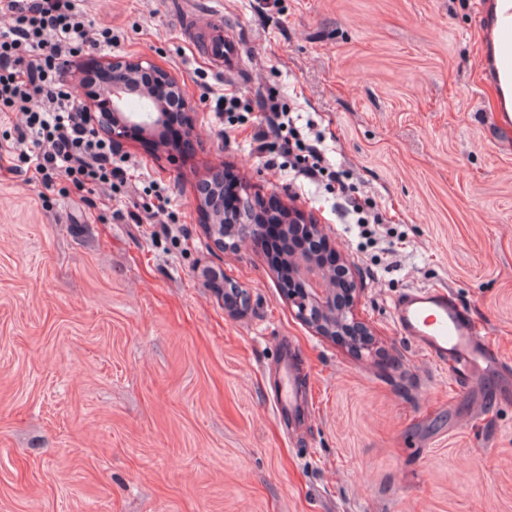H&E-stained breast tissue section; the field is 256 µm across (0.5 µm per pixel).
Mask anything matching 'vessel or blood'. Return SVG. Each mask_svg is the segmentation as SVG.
<instances>
[{
    "label": "vessel or blood",
    "instance_id": "1",
    "mask_svg": "<svg viewBox=\"0 0 512 512\" xmlns=\"http://www.w3.org/2000/svg\"><path fill=\"white\" fill-rule=\"evenodd\" d=\"M185 25L189 34L202 43L216 70L227 73L236 70L238 50L225 36L220 20L190 16ZM482 37L496 46L492 61L481 65L484 79L512 81V0H502L497 15L492 16ZM395 317L400 331L415 338L436 363L458 365L469 372L488 368L492 363L476 322L456 305L446 289L408 290L395 305ZM276 405L282 412L292 415L299 412L291 369L283 371Z\"/></svg>",
    "mask_w": 512,
    "mask_h": 512
}]
</instances>
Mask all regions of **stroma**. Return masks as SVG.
Here are the masks:
<instances>
[{"label":"stroma","instance_id":"stroma-1","mask_svg":"<svg viewBox=\"0 0 512 512\" xmlns=\"http://www.w3.org/2000/svg\"><path fill=\"white\" fill-rule=\"evenodd\" d=\"M112 27L100 66L167 71L192 152L118 138L123 186L44 189L0 167V512H512V130L479 77L478 0H80ZM241 52L210 66L185 14ZM259 96L322 131L354 196L393 215L396 266L360 247L336 192L293 180L218 120L207 88ZM230 169L324 224L354 261V355L295 315L251 243L218 248L197 184ZM171 203L147 223L157 194ZM249 293L232 311L225 284ZM415 286L479 322L491 367L454 386L396 326ZM302 409L278 414L282 347Z\"/></svg>","mask_w":512,"mask_h":512}]
</instances>
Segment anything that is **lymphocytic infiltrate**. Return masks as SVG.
I'll return each mask as SVG.
<instances>
[{
  "mask_svg": "<svg viewBox=\"0 0 512 512\" xmlns=\"http://www.w3.org/2000/svg\"><path fill=\"white\" fill-rule=\"evenodd\" d=\"M4 11L12 15L13 24L0 30V112L21 114L16 142L26 148L19 156L32 166L34 180L46 187L57 176L80 188L97 182L124 183L122 168L112 163L111 139L90 128L82 101L60 79L61 69L72 58L111 48V27L93 26L78 0H0V12ZM260 107L262 116L253 123L251 135L257 154L278 148L294 179L334 184L367 244L378 245L391 235L386 216L375 204L350 195L345 172L330 162L313 124L298 126L292 110L272 98ZM279 210L273 197L257 210L265 226L260 239L263 253L276 259L288 254L292 242L310 243L325 262L335 265L337 274H344L333 252L322 240L311 238L305 226L288 237L271 219Z\"/></svg>",
  "mask_w": 512,
  "mask_h": 512,
  "instance_id": "1",
  "label": "lymphocytic infiltrate"
}]
</instances>
